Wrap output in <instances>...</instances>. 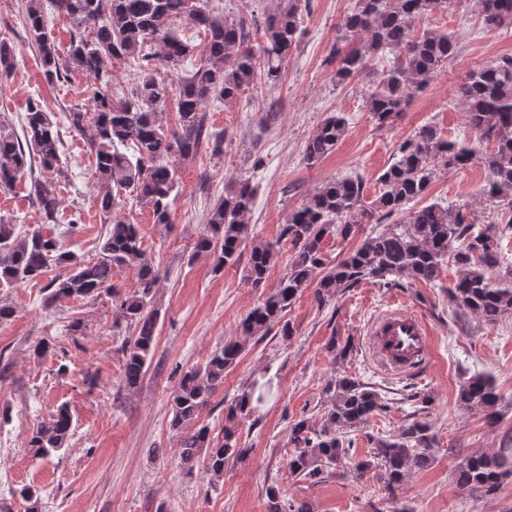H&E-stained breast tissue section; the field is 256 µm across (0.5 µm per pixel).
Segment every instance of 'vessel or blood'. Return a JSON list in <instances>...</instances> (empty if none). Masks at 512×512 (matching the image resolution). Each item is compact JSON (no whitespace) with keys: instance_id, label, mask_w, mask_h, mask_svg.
<instances>
[{"instance_id":"obj_1","label":"vessel or blood","mask_w":512,"mask_h":512,"mask_svg":"<svg viewBox=\"0 0 512 512\" xmlns=\"http://www.w3.org/2000/svg\"><path fill=\"white\" fill-rule=\"evenodd\" d=\"M372 341L379 364L399 374L410 370L427 354L429 329L420 316L399 308L375 323Z\"/></svg>"}]
</instances>
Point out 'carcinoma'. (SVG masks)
Listing matches in <instances>:
<instances>
[{"label":"carcinoma","instance_id":"carcinoma-1","mask_svg":"<svg viewBox=\"0 0 512 512\" xmlns=\"http://www.w3.org/2000/svg\"><path fill=\"white\" fill-rule=\"evenodd\" d=\"M451 0H356L344 21L352 46L335 45L331 59L334 77L345 82L356 76L375 75L367 106L378 125L400 116L415 95L439 75L456 49L453 34L431 29L415 30L414 22ZM312 0H280L279 6L255 24L261 42L252 44L247 24L228 21L211 0H25L23 23L28 39L38 51L47 80H61L73 71L95 82L89 108L66 113L69 129L87 139L93 156L95 200L108 225L98 257L86 261L66 250L60 240L34 231L23 237L0 218V283L20 285L33 281L52 267L63 272L45 286L44 307L53 308L63 298L97 297L112 293L115 323L136 327V335L122 345L124 382L140 384L147 372L157 326L152 299L160 271L143 247L139 225L119 216L122 208L139 207L152 213L153 223L173 224L172 206L180 194V170L201 149L223 150L224 135L206 124L205 108L214 102H236L259 79L274 83L282 66L299 49L301 23ZM65 14L76 36L61 53L49 31L46 7ZM485 27L512 24V0H478ZM181 18L205 35L202 57L192 74L177 76L180 66L195 52V45L179 38L170 21ZM390 54L392 64L373 73L375 58ZM116 60L138 69L133 85L112 89V64ZM457 97L467 112L470 127L493 150L478 155L475 148L442 136L434 124L419 128L398 146L395 160L379 175L375 198H364L360 175L325 181L304 204L288 215L280 239L290 244L288 272L277 287L241 322L242 336H263L273 328L292 335L286 311L297 296L315 286L314 298L324 305L336 295L366 280L403 286V280L433 282L445 263H453L455 277L448 287V303L463 315L487 324L512 316V277L495 278L500 265V236L491 226L470 221L461 210L438 203L411 207L425 196L437 173L463 169L481 161L488 171L487 193L512 213V56H502L467 74ZM176 101L177 123L168 128L160 120L170 101ZM348 131L340 112L326 117L306 142L304 159L313 166L330 155ZM23 137L0 127V189H9L37 167L45 177L31 181L43 222H57L61 200L54 179L60 170V131L43 106L33 100L22 119ZM129 145L127 154L118 146ZM254 189L247 180L228 181L209 209L196 252L213 257L214 270L235 265L246 245H251L246 280L253 288L265 284L267 273L279 258L277 245L250 237L248 217ZM361 224H386L378 234L366 236L359 246L334 262L324 253L328 236L347 238ZM116 268L136 273V288L119 294L112 276ZM246 342L229 339L202 365L183 373L170 400V429L181 437V463L202 461L213 481L224 476L230 459L242 460L250 449L240 445V420L255 414L271 391L270 383L253 382L224 405L222 440L210 438L197 425L211 404L224 372L241 359ZM321 418L312 425L306 418L290 427L293 445L288 461L290 477L316 484L334 473L349 457L352 439L377 412L387 409L377 391L347 375H334L322 390ZM458 401L469 410L484 413L489 425L499 420L501 401L491 378L475 373L460 386ZM72 431L67 407L33 428L27 446L37 459L63 448ZM370 458L353 464L360 477L372 472L394 498L414 468L424 469L434 459L432 426L416 418L397 435L375 437ZM457 484L470 492L489 493L512 476V437L506 435L493 453H457ZM266 512H310L308 504L283 497L277 484L265 488Z\"/></svg>","mask_w":512,"mask_h":512}]
</instances>
